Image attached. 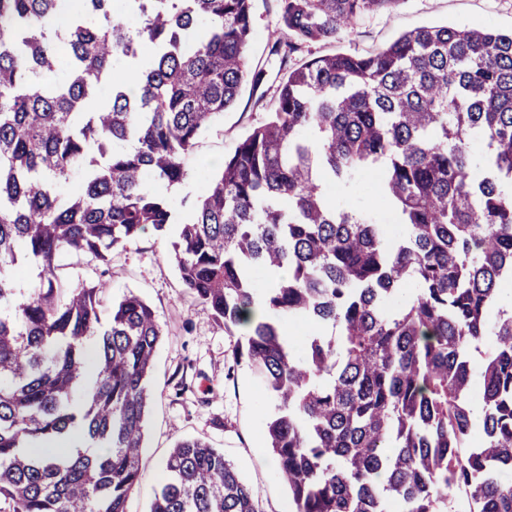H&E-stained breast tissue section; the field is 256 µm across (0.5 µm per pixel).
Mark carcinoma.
<instances>
[{
	"instance_id": "cac0c4a2",
	"label": "carcinoma",
	"mask_w": 512,
	"mask_h": 512,
	"mask_svg": "<svg viewBox=\"0 0 512 512\" xmlns=\"http://www.w3.org/2000/svg\"><path fill=\"white\" fill-rule=\"evenodd\" d=\"M60 2L0 0L5 512H127L162 326L133 293L103 320L109 283L60 270L67 257L108 266L174 224L185 292L269 394L265 436L293 512H512V313L492 317L512 280V33L422 27L290 66L403 0H278L268 48L285 69L269 116L179 214L160 187L189 177L200 135L262 83L254 0H80L63 30L49 26ZM143 57L133 91L125 72ZM105 88L110 108L86 110ZM365 170L381 173L393 239L325 201L326 183L350 188ZM257 269L287 275L261 291ZM288 321L332 332L291 341ZM75 433L64 455L33 452ZM150 512L262 510L222 451L185 439Z\"/></svg>"
}]
</instances>
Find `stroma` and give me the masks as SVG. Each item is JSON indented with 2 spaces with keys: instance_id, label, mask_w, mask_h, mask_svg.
<instances>
[{
  "instance_id": "stroma-1",
  "label": "stroma",
  "mask_w": 512,
  "mask_h": 512,
  "mask_svg": "<svg viewBox=\"0 0 512 512\" xmlns=\"http://www.w3.org/2000/svg\"><path fill=\"white\" fill-rule=\"evenodd\" d=\"M436 25H489L507 31L512 29V0H403L394 10L363 17L339 46L318 44L311 53L330 54L340 48L364 54L402 33ZM281 34L277 0H256L249 57L252 67L264 70L265 78L259 86H245L237 105L203 132L187 161L189 178L169 192L174 200H194L203 177L216 172L219 160L266 120L280 68L279 59L269 55L267 43ZM375 182V172L365 171L353 188L329 185L325 193L335 205L363 213L377 211L388 234H396L399 228L388 209L377 203ZM169 249V241L147 233L114 253L111 266L75 257L66 270L75 282L106 279L110 288L105 304L135 293L154 308L164 328L149 376L141 476L129 498L128 512H149L165 459L182 438H199L223 451L251 485L264 512H291L288 491L266 443L268 398L258 374L248 364L235 361L234 337L185 294L175 266L166 257Z\"/></svg>"
}]
</instances>
